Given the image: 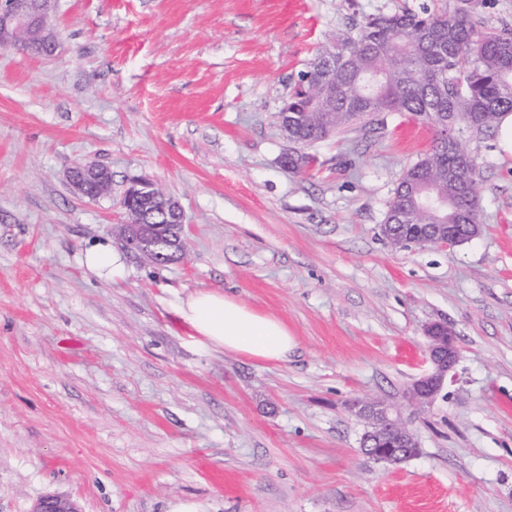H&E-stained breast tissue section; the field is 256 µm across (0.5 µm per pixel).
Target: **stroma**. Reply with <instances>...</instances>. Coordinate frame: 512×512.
<instances>
[{
  "label": "stroma",
  "instance_id": "35a3bbf8",
  "mask_svg": "<svg viewBox=\"0 0 512 512\" xmlns=\"http://www.w3.org/2000/svg\"><path fill=\"white\" fill-rule=\"evenodd\" d=\"M460 0H57L52 56L0 47V512H512V153L468 137L482 231L395 247L393 190L432 127L372 113L307 152L277 114L319 51L371 14ZM92 161L111 196L67 181ZM145 176L181 205L184 259L113 233ZM110 245L118 272L83 263ZM219 290L283 320L284 363L194 340L182 298ZM460 359L433 404L425 330ZM401 412L418 455L361 451L358 400ZM442 324H431L426 329L429 339V359L431 370L416 379L409 391L411 399L420 406L430 404L441 390L448 372L453 369L460 357L457 337L450 328ZM32 512H81L77 502L70 497L47 494L34 505Z\"/></svg>",
  "mask_w": 512,
  "mask_h": 512
}]
</instances>
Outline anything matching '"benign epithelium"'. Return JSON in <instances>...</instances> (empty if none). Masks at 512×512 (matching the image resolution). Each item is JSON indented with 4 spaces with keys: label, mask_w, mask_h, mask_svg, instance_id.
<instances>
[{
    "label": "benign epithelium",
    "mask_w": 512,
    "mask_h": 512,
    "mask_svg": "<svg viewBox=\"0 0 512 512\" xmlns=\"http://www.w3.org/2000/svg\"><path fill=\"white\" fill-rule=\"evenodd\" d=\"M56 0H9L0 7V34L19 36L32 46L54 44L57 34L50 25ZM72 188L79 194H88V187L97 184L100 196L112 191V183L103 181L100 165L93 162H77L68 171ZM164 196V193L149 178L137 177L129 182L119 206L124 217L120 228L127 250L142 254L157 265L177 260L185 247V222L180 206L164 207L163 215L168 225L150 221L154 211L150 206ZM168 228L163 233L161 229ZM434 244L465 243L479 234V225H470V233L461 240L455 239L456 225L438 224ZM429 339L431 370L416 379L409 391L411 399L420 406L430 404L441 390L448 372L460 357L457 336L452 330H444L440 324H431L426 329ZM359 416L367 424L361 438L364 454L377 463H397V449L370 448L371 442H392L402 448L413 446L414 435L401 422L394 411L379 402L360 403ZM32 512H81L77 502L58 494H47L34 505Z\"/></svg>",
    "instance_id": "obj_1"
}]
</instances>
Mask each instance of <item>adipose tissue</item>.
Segmentation results:
<instances>
[{
	"label": "adipose tissue",
	"mask_w": 512,
	"mask_h": 512,
	"mask_svg": "<svg viewBox=\"0 0 512 512\" xmlns=\"http://www.w3.org/2000/svg\"><path fill=\"white\" fill-rule=\"evenodd\" d=\"M178 314L195 339L216 350L284 362L296 346L280 319L256 312L218 290L189 293L181 300Z\"/></svg>",
	"instance_id": "1"
}]
</instances>
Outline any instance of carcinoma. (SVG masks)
<instances>
[{"instance_id":"1","label":"carcinoma","mask_w":512,"mask_h":512,"mask_svg":"<svg viewBox=\"0 0 512 512\" xmlns=\"http://www.w3.org/2000/svg\"><path fill=\"white\" fill-rule=\"evenodd\" d=\"M477 3L463 0L452 14L425 11L370 15L357 33L336 39V69L313 63L289 111L298 114L293 135L297 148L282 164L301 172L312 162L304 147L323 141L371 112H408L433 126L451 125L453 143L438 135L430 150L406 168L389 202L384 223L408 244L428 241L425 229L440 220L406 200L420 203L429 186L448 197V223H480L474 157L464 134L483 135L512 112V28L478 29L472 21ZM332 120L323 121V113ZM412 218L393 222L394 212Z\"/></svg>"}]
</instances>
